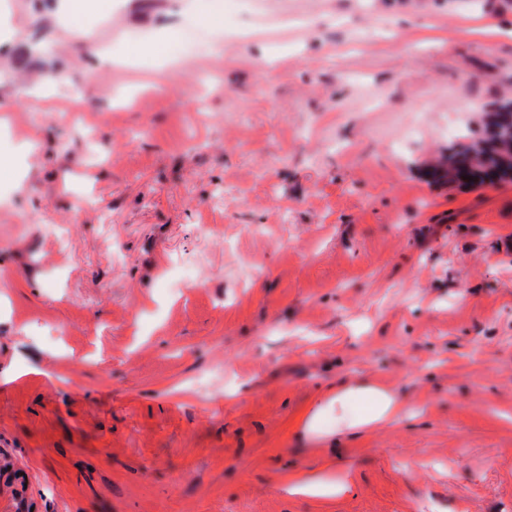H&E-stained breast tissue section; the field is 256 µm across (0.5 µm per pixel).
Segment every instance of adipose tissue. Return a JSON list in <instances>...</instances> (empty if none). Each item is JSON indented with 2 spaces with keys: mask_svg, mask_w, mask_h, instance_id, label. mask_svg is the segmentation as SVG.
Here are the masks:
<instances>
[{
  "mask_svg": "<svg viewBox=\"0 0 512 512\" xmlns=\"http://www.w3.org/2000/svg\"><path fill=\"white\" fill-rule=\"evenodd\" d=\"M400 417L401 406L394 394L371 380L357 379L330 388L308 414L305 430L333 442ZM283 487L291 494L314 497H333L347 489L346 483L335 477L307 471L286 476Z\"/></svg>",
  "mask_w": 512,
  "mask_h": 512,
  "instance_id": "1",
  "label": "adipose tissue"
}]
</instances>
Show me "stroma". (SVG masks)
Here are the masks:
<instances>
[{"instance_id": "stroma-1", "label": "stroma", "mask_w": 512, "mask_h": 512, "mask_svg": "<svg viewBox=\"0 0 512 512\" xmlns=\"http://www.w3.org/2000/svg\"><path fill=\"white\" fill-rule=\"evenodd\" d=\"M56 4L0 0V512H512V183L428 175L512 94V10ZM360 378L400 422L300 430ZM59 10L67 17H89L112 6V0H59ZM283 488L291 494L336 497V495L344 493L348 486L345 482L336 480V477L305 471L286 476Z\"/></svg>"}]
</instances>
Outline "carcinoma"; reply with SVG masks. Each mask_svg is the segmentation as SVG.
Returning <instances> with one entry per match:
<instances>
[{
	"instance_id": "carcinoma-1",
	"label": "carcinoma",
	"mask_w": 512,
	"mask_h": 512,
	"mask_svg": "<svg viewBox=\"0 0 512 512\" xmlns=\"http://www.w3.org/2000/svg\"><path fill=\"white\" fill-rule=\"evenodd\" d=\"M512 108L511 98L495 101L490 110L466 127L463 141L448 146L432 175L458 185L483 184L484 171L495 168L498 181H512V123L500 121L502 109Z\"/></svg>"
}]
</instances>
